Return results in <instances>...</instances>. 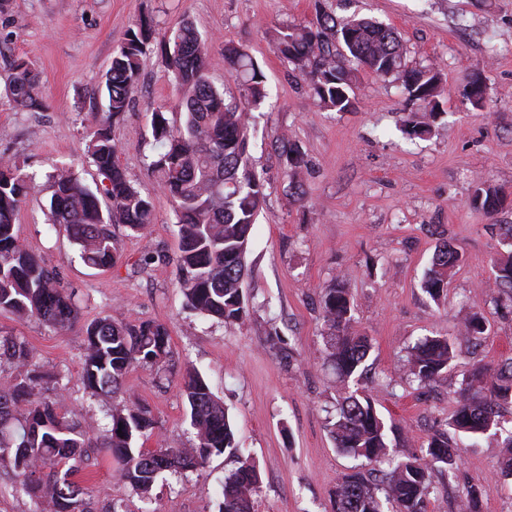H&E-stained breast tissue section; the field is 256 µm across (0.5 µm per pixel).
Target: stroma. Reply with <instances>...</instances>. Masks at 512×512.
I'll list each match as a JSON object with an SVG mask.
<instances>
[{
    "mask_svg": "<svg viewBox=\"0 0 512 512\" xmlns=\"http://www.w3.org/2000/svg\"><path fill=\"white\" fill-rule=\"evenodd\" d=\"M320 8L341 22L370 18L394 26L408 66H439L446 114L430 136L403 133L413 104L392 77L358 72L350 111L314 104L306 82L274 52L271 33L312 21ZM146 15L166 37L182 20L191 21L209 46V80L226 95H236L238 87L224 61L225 43L246 48L268 80L270 98L249 133L267 199L252 229L249 316L240 325L186 310L176 286L172 203L147 172L155 154L153 108L166 107L173 123L183 120L160 52L147 61L132 108L112 128L120 164L153 203L154 224L140 236L114 225L117 263L98 270L85 265L77 247L48 221V176L55 167L72 166L91 191L100 187L86 153L89 119L106 110L104 81L114 50ZM23 56L40 75L39 112L15 111L5 93L9 63ZM476 74L489 88L481 110L466 99ZM284 135L308 159L300 201L288 193L277 150ZM1 153L35 178L37 187L19 214L20 235L75 292L80 320L60 335L0 311V335L28 342L42 370L64 386L68 406L97 427L105 424L112 402L91 397L81 382L86 325L106 315L166 324L172 350L167 371L135 366L124 395L149 405L156 418L149 447H193L179 381L185 368L197 369L223 400L239 448L260 472L256 512H331L336 482L354 464L336 450L328 426L338 392L326 360L320 296L331 280L347 283L355 328L371 340L359 386L409 438L408 448L395 449V456L418 450L445 429L455 409L452 393L474 362L512 356V313L495 309L488 289L492 259L501 248L499 227L512 224V203L492 217L469 204L483 180L512 199V0H11L0 15ZM443 241L462 262L435 301L421 280ZM149 250L159 252L161 261L139 269L138 259ZM475 305L488 320L482 347L459 344L444 380L410 387L408 347L426 336L456 335ZM499 455L494 438L462 449L453 473L433 475L426 512H512V477L498 475ZM233 467L219 455L193 472L162 473L152 489V512H219L224 478ZM76 480L95 507L116 503L136 512L140 506L106 456L81 469ZM471 486L482 490L475 505L467 495Z\"/></svg>",
    "mask_w": 512,
    "mask_h": 512,
    "instance_id": "35a3bbf8",
    "label": "stroma"
}]
</instances>
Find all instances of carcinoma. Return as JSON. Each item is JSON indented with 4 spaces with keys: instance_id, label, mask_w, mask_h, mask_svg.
Masks as SVG:
<instances>
[{
    "instance_id": "obj_1",
    "label": "carcinoma",
    "mask_w": 512,
    "mask_h": 512,
    "mask_svg": "<svg viewBox=\"0 0 512 512\" xmlns=\"http://www.w3.org/2000/svg\"><path fill=\"white\" fill-rule=\"evenodd\" d=\"M158 35L151 16L141 17L127 31L105 75L107 115L92 116L87 154L102 176L101 194L109 205L101 208L97 196L70 169L58 168L51 175L52 223L93 268L107 270L117 262L112 225L142 235L155 223L152 202L134 187L117 161L120 146L112 137V125L129 111ZM172 42L165 59L185 121L174 125L161 107L151 112L158 152L148 169L172 202L179 238L176 285L186 307L224 324H240L249 314L243 281L252 227L266 204L264 184L248 154L254 112L269 98L266 77L247 49L224 44V59L241 87L240 97L228 100L209 82L208 48L194 26L182 22ZM274 48L305 77L313 99L324 110L347 112L354 107L352 71L362 69L402 80L417 105L404 121L408 136L431 134L445 114L443 74L433 64L407 67L403 41L391 26L369 19L339 23L321 10L305 25L278 29ZM38 87L33 63L15 59L7 86L13 109L42 108ZM466 94L473 107H486V86L480 78L471 80ZM278 150L290 195L299 196L305 153L286 135L280 138ZM31 189V178L10 156L1 154L0 311L36 319L62 333L78 323L79 309L73 292L61 286L20 237L18 216ZM503 202L501 190L487 182L479 183L470 198V205L489 217L499 212ZM461 260L458 251L441 242L422 280L423 291L439 299L448 275ZM490 287L501 304L512 308V224L503 227ZM320 308L328 359L336 378L344 383L331 423L335 446L368 465L388 464L381 487L370 484L357 470L344 473L331 494L332 512H384L386 503L395 506V512H426L431 473L438 468L457 469L465 441L474 447L479 439L500 434V408L512 404V357L494 366L475 365L454 393L456 409L448 430L434 434L419 451L398 458L389 452V434L400 437L401 428L386 423L373 398L357 387L371 344L354 329L353 302L343 280L337 278L324 288ZM486 332V318L474 310L463 321L460 335L418 342L407 352L408 384L426 387L437 382L448 372L458 342L477 348ZM170 358L171 336L165 324L101 317L85 328L82 384L95 397L111 398L135 365L165 371ZM0 363L18 369L12 380L0 384V468L11 470L15 491L31 499L33 512H44V504L50 512H94L73 476L97 448L117 462L119 480L143 502L165 471L197 470L214 455L235 458L237 467L222 487L220 512H254L259 471L253 461L239 456L224 404L198 372L186 370L180 386L189 405L194 447L151 449L145 443L154 434L156 420L148 406L136 401L115 406L107 415L108 423L92 430L79 422L77 413L64 410L63 398L41 396L55 377L40 370L28 343L0 336ZM351 382L356 388H350Z\"/></svg>"
}]
</instances>
